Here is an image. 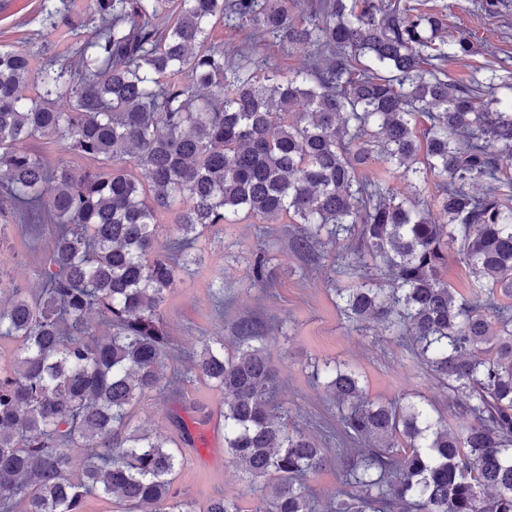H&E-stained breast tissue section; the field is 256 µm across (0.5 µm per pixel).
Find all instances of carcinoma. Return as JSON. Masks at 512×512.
<instances>
[{
	"label": "carcinoma",
	"mask_w": 512,
	"mask_h": 512,
	"mask_svg": "<svg viewBox=\"0 0 512 512\" xmlns=\"http://www.w3.org/2000/svg\"><path fill=\"white\" fill-rule=\"evenodd\" d=\"M91 0L97 24L62 56L33 41L0 47V221L54 227L33 294L0 308V512H81L90 495L195 512L172 485L192 444L130 426L131 409L164 387L170 336L159 309L200 264L195 245L239 215L286 213L294 251L357 240L345 266L360 282L336 289L348 321L369 320L407 343L448 387L460 433L422 401L370 403L361 376L315 365L338 403L342 487L329 512H512V78L501 48L482 43L486 76L460 86L443 69L468 64L471 40L444 36L447 15L408 0ZM43 23H75L68 0H44ZM249 23L247 43L219 47L217 23ZM302 49L308 66L270 69L259 49ZM32 84L35 96L22 89ZM50 139L97 162L75 175L21 147ZM379 155L407 181L399 199L357 170ZM142 169L146 181L135 171ZM437 173V224L423 199ZM483 183L485 191L469 186ZM176 211L157 246L158 213ZM459 243L488 292L457 296L441 277ZM257 253L251 282L267 277ZM98 318L105 326L93 325ZM237 350L212 339L179 374L222 402L224 453L268 488L256 512H317L308 477L324 449L273 411L276 375L251 320ZM206 512H240L219 494Z\"/></svg>",
	"instance_id": "carcinoma-1"
}]
</instances>
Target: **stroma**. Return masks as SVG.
<instances>
[{"mask_svg":"<svg viewBox=\"0 0 512 512\" xmlns=\"http://www.w3.org/2000/svg\"><path fill=\"white\" fill-rule=\"evenodd\" d=\"M448 15V32L469 37L474 45L498 41V70L512 73V0H501L495 15L477 8V0H424ZM43 0H0V46L23 50L34 38L48 42L54 51L70 54L75 37L66 30H51L40 24ZM296 225L289 218L262 224L252 218L216 226L200 242L203 260L194 273L182 276L160 308L171 336V357L166 375L186 366L183 354L199 341L220 336L225 352H233L235 326L243 319L259 323L270 337L269 359L276 371L279 406L287 409L292 426L317 440L328 457L336 455V435L341 425L336 405L323 382L314 381L313 364L336 360L347 364L362 378L367 399L388 402L403 395L428 398L448 418L453 428L461 419L448 413V391L438 384L407 345L380 335L371 325L347 322L336 307V288L357 284L353 275L339 271L336 258L349 243L338 240L310 261L290 246ZM48 224H0V287L33 292L36 268L51 244ZM270 250L267 285H252L253 255ZM223 282L232 304L216 314L212 283ZM199 402L209 410L219 404L217 393L200 382L183 384L181 396L156 391L146 394L131 412V423L177 436L172 417L181 413L182 400ZM261 484L249 483L240 468L224 454L223 441L187 454L173 483L177 498L192 501L197 512L213 496L237 497L241 512H255L262 496Z\"/></svg>","mask_w":512,"mask_h":512,"instance_id":"1","label":"stroma"}]
</instances>
